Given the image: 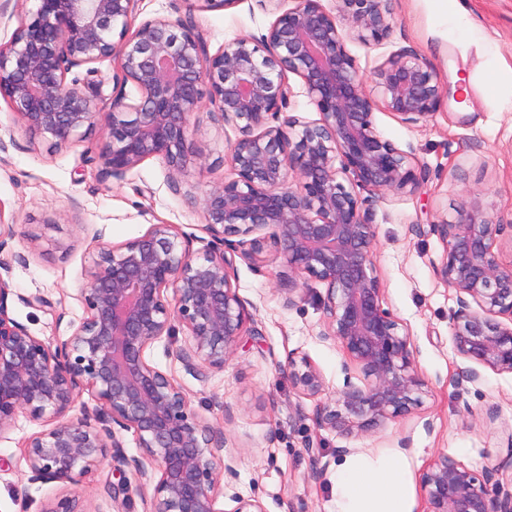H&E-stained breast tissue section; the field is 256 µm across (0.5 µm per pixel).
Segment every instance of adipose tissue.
I'll use <instances>...</instances> for the list:
<instances>
[{
	"instance_id": "ef3b65f1",
	"label": "adipose tissue",
	"mask_w": 512,
	"mask_h": 512,
	"mask_svg": "<svg viewBox=\"0 0 512 512\" xmlns=\"http://www.w3.org/2000/svg\"><path fill=\"white\" fill-rule=\"evenodd\" d=\"M339 512H409L411 484L400 458L359 460L336 471Z\"/></svg>"
}]
</instances>
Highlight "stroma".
I'll return each mask as SVG.
<instances>
[{
	"mask_svg": "<svg viewBox=\"0 0 512 512\" xmlns=\"http://www.w3.org/2000/svg\"><path fill=\"white\" fill-rule=\"evenodd\" d=\"M463 2L467 14L457 22L444 20L436 0H394L397 25L388 41L347 45L367 78L400 48L414 47L434 66L442 90L435 116L425 123L405 124L381 104L374 111L380 136L414 157L423 171L415 193L378 203L374 222L382 305L410 333L428 391L411 413L369 436L347 438L319 427L316 400L295 391L280 368L289 355L305 354L320 369L326 396L342 385L345 353L319 336L325 287L312 283L288 308L275 290L288 272L281 259L267 256L260 274L236 261L232 283L253 305L259 333L244 337L224 370L202 378L189 374L175 356L185 343L181 333L146 351L187 394L198 418L224 431L223 460L235 475L221 481L218 512H232L238 495L258 500L265 512H335L333 476L354 457L402 458L415 484L445 453L475 471L493 469L500 486L512 490V448L498 431L500 423H512V375L487 369L479 382L458 389L456 296L435 273L443 244L432 227L455 222L467 192L479 193L494 223L512 224V0ZM274 18L271 0H237L225 10L193 14L211 54L234 38L261 37ZM459 74L470 84L468 112L447 95ZM191 124L205 165L189 166L174 181L165 164L150 159L118 183L101 173V126L55 148L29 133L0 99V222L14 225L17 235L9 247L20 255L5 275L13 292L12 318L47 343L68 339L84 316L78 286L98 241L118 246L151 225L171 224L201 249L203 218L188 197L230 178L225 156L237 133L204 112ZM38 295L48 306L28 305ZM44 428L22 414L0 435V512H40L58 492V484L31 481L23 456L24 441ZM126 477L142 492L113 497L118 478L109 464L79 477L69 491L88 512H153L158 473L144 479L130 471Z\"/></svg>",
	"mask_w": 512,
	"mask_h": 512,
	"instance_id": "obj_1",
	"label": "stroma"
}]
</instances>
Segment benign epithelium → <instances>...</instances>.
Returning a JSON list of instances; mask_svg holds the SVG:
<instances>
[{
	"label": "benign epithelium",
	"mask_w": 512,
	"mask_h": 512,
	"mask_svg": "<svg viewBox=\"0 0 512 512\" xmlns=\"http://www.w3.org/2000/svg\"><path fill=\"white\" fill-rule=\"evenodd\" d=\"M36 9L0 46V97L33 135L65 146L104 117L98 159L122 181L149 159L171 174L204 156L191 116L212 108L213 120L234 126L225 162L233 178L191 197L209 236L192 240L170 224L114 246L101 242L82 272L85 316L53 347L9 317L12 288L0 276V435L18 415L49 428L24 443L33 480L60 490L41 512H89L64 490L106 460L145 476L160 473L154 512H218L215 508L224 432L198 419L185 392L146 359L147 348L182 329L185 368L222 370L241 337L259 334L248 303L231 282L234 258L260 273L262 256L288 267L283 304L295 305L312 281L325 285L319 336L346 355L343 385L318 405L319 426L345 437L379 430L407 413L427 392L410 335L382 306L377 275L375 205L386 194L414 193L422 170L409 154L378 134L376 100L347 42L380 43L395 26L393 0H339V14L322 0L275 5L259 39L242 36L206 52L191 15L155 16L131 27L139 0H36ZM189 9L230 8L238 0H184ZM119 61L112 98L101 112V84L73 70ZM300 77L319 118L287 112V74ZM385 108L409 125L433 118L437 73L417 50L403 47L374 71ZM444 247L437 276L456 295L453 342L462 380L482 370L512 374V263L492 250L503 225L467 196L452 224L432 225ZM16 232L0 224V270ZM359 369L363 383L351 368ZM300 394L315 398L325 380L308 356L281 368ZM91 392L112 424L135 433L138 457H128L116 432L74 413ZM424 512H512L488 469L478 473L442 454L419 475Z\"/></svg>",
	"instance_id": "benign-epithelium-1"
}]
</instances>
